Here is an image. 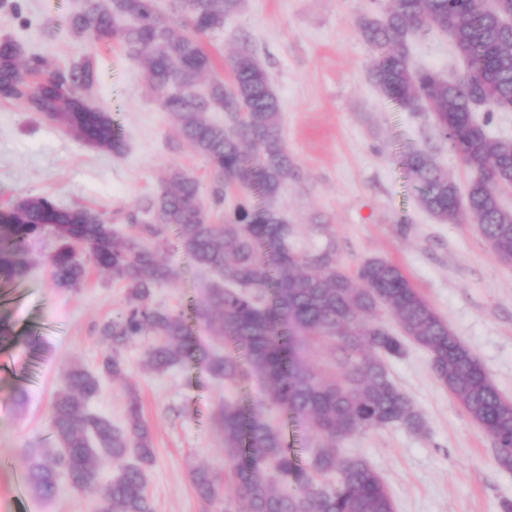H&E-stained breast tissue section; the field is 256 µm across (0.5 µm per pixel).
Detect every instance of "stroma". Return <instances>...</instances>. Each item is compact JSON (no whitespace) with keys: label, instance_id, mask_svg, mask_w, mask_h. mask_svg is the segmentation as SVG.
<instances>
[{"label":"stroma","instance_id":"obj_1","mask_svg":"<svg viewBox=\"0 0 512 512\" xmlns=\"http://www.w3.org/2000/svg\"><path fill=\"white\" fill-rule=\"evenodd\" d=\"M19 2L21 12L0 9V37L15 36L60 63L93 55L94 101L111 111L126 150L101 152L23 104L0 101V210L21 196L48 195L66 207L106 212L126 234L121 211L157 192L168 170L209 183L205 159L175 138L174 122L137 62L118 48L100 49L72 35L69 18L81 0ZM382 9L381 0H244L205 46L217 76L228 77V58L244 47L270 75L295 168L276 204L298 229L296 246L311 252L335 244L337 262L351 272L373 256L399 266L512 399V265L492 256L471 217L442 224L420 207L417 185L402 164L406 154L428 152L462 189L470 175L428 113L399 108L372 84L374 52L359 23ZM410 50L418 66L446 77L466 67L449 36L437 30L412 37ZM54 248L49 238L36 243L28 275L0 282V317L13 328L12 340L0 344V512H93L91 497L65 484L49 501L15 491L26 453L54 445L51 405L68 362L98 368L104 346L96 329L125 297L121 283L94 267L78 289L55 287ZM161 255L174 275L155 288V303L183 313L197 349L223 353L202 314L215 274L201 271L175 238ZM149 342L142 337L124 351L127 382L136 386L152 428L148 491L156 512H206L188 475L201 464L225 468L214 414L227 398L246 408L260 403L265 384L248 373L224 387L198 360L148 371ZM389 371L422 411L424 431L379 429L346 439L342 452L365 457L382 475L395 512H507L512 471L497 465L490 438L436 382L425 350L408 346L390 360ZM124 383L102 378L90 404L117 426L125 422ZM266 415L281 425L299 464L309 466L315 443L309 425L276 409Z\"/></svg>","mask_w":512,"mask_h":512}]
</instances>
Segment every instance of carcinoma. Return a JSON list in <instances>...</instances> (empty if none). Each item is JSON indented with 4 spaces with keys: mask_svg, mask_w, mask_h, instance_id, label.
<instances>
[{
    "mask_svg": "<svg viewBox=\"0 0 512 512\" xmlns=\"http://www.w3.org/2000/svg\"><path fill=\"white\" fill-rule=\"evenodd\" d=\"M242 2L171 0V13L181 18L176 22L159 12L156 0H82L71 17L74 36L119 46L150 89L162 92L160 106L174 120L178 140L211 167L215 204L232 187L253 190L264 202L240 206L216 224L200 201L199 181L173 169L158 192L123 213L132 228L127 236L104 213L64 208L48 196L20 197L0 212L1 280L24 277L31 244L51 235L56 287L75 290L85 281L88 268L79 253L86 251L126 288L120 312L99 325L105 351L98 370L72 362L64 372L51 414L56 447L26 457L30 490L51 499L65 480L92 497L94 512H155L146 473L154 462L152 435L135 386L124 387L122 427L89 404L102 377L126 378L122 352L142 336L153 338L143 361L150 371L195 357L183 317L153 300L154 289L173 276L158 256L170 230L198 267L219 277L207 290V304L212 336L225 353L202 355L208 372L233 386L248 365L265 382L266 404L304 419L316 436L311 467L304 470L271 420L224 400L215 424L224 441L225 475L208 467L189 474L206 508L233 512L227 485L245 512H395L380 473L364 457L343 454L340 444L392 425L424 428L421 410L388 370V360L409 344L429 354L435 380L491 439L498 466L512 471V400L402 269L369 257L350 274L330 244L308 254L292 247L296 229L275 200L293 164L267 69L243 49L229 59L230 81L207 78L214 59L204 38L224 30ZM433 29L449 34L474 80L446 79L413 64L410 38ZM361 30L374 50L373 85L401 107L430 114L471 174L462 194L427 153H413L407 167L421 206L442 224L470 215L494 256L511 258L512 209L501 194L512 189V140L491 137L475 112L512 110V0H391L382 15L364 18ZM95 84L91 56L60 64L26 52L17 38H0L1 99L23 103L99 151L121 154L125 144L112 113L93 103ZM213 112L224 113V122L212 120ZM384 314L396 321L398 333L384 325ZM329 342L338 355L322 365L311 350ZM102 455L121 463L105 484L97 464ZM128 457L135 462L124 463Z\"/></svg>",
    "mask_w": 512,
    "mask_h": 512,
    "instance_id": "obj_1",
    "label": "carcinoma"
}]
</instances>
